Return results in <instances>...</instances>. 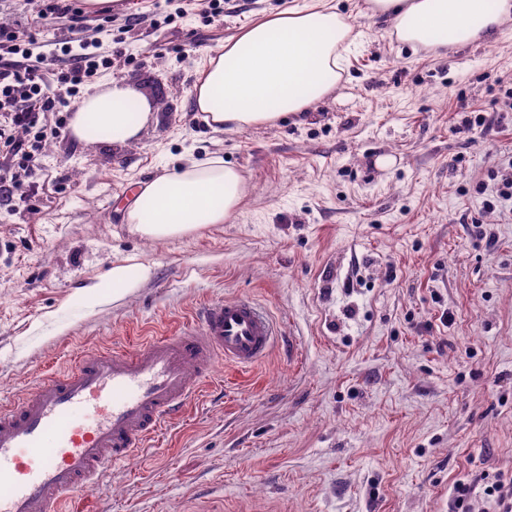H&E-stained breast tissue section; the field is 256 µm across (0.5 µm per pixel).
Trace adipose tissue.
I'll return each instance as SVG.
<instances>
[{"mask_svg": "<svg viewBox=\"0 0 512 512\" xmlns=\"http://www.w3.org/2000/svg\"><path fill=\"white\" fill-rule=\"evenodd\" d=\"M365 15L386 24L398 43L412 49L466 47L496 38L512 17V0H367ZM352 27L334 5L294 7L268 15L225 39L203 59L191 94L214 131L275 126L304 113L339 86ZM157 118L156 104L124 80L99 85L76 104L71 136L84 145H132ZM244 179L218 155H185L177 167L140 183L123 209L133 233L148 241L189 236L228 222L240 209ZM149 265L128 257L116 262L107 281L78 294L86 308L104 291L113 297L139 287Z\"/></svg>", "mask_w": 512, "mask_h": 512, "instance_id": "obj_1", "label": "adipose tissue"}]
</instances>
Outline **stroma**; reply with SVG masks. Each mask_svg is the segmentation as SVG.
I'll return each mask as SVG.
<instances>
[{
  "mask_svg": "<svg viewBox=\"0 0 512 512\" xmlns=\"http://www.w3.org/2000/svg\"><path fill=\"white\" fill-rule=\"evenodd\" d=\"M301 2L84 11L124 50L103 79L171 107L133 145L49 139L42 189L0 205V402L188 326L204 301L251 296L284 341L248 370L216 363L186 416L75 496L78 512H448L456 479L512 472V19L436 56L391 41L366 0H334L358 34L336 93L274 127L213 132L191 96L204 54ZM41 7L0 0V19L30 22L54 92L70 22L39 24ZM190 147L244 174L238 214L141 239L120 203ZM129 256L151 267L134 293L76 303Z\"/></svg>",
  "mask_w": 512,
  "mask_h": 512,
  "instance_id": "obj_1",
  "label": "stroma"
}]
</instances>
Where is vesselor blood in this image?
<instances>
[{"mask_svg": "<svg viewBox=\"0 0 512 512\" xmlns=\"http://www.w3.org/2000/svg\"><path fill=\"white\" fill-rule=\"evenodd\" d=\"M191 332L85 357L0 406V512H62L179 418L217 362L250 368L278 345L246 296L210 301Z\"/></svg>", "mask_w": 512, "mask_h": 512, "instance_id": "b4317fda", "label": "vessel or blood"}]
</instances>
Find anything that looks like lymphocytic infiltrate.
<instances>
[{
  "mask_svg": "<svg viewBox=\"0 0 512 512\" xmlns=\"http://www.w3.org/2000/svg\"><path fill=\"white\" fill-rule=\"evenodd\" d=\"M27 30L22 22L0 28V203L8 206L25 201L29 192L39 189L42 170L35 155L48 139L64 130L60 112L76 96L78 86L94 81L101 70L111 68L113 58L123 54L118 47L105 55H72L60 78L61 90L51 93L41 66L14 59L29 40ZM51 113L58 116L52 125L46 122ZM480 498L494 512H512V473L498 471L456 480L449 512H476L475 502Z\"/></svg>",
  "mask_w": 512,
  "mask_h": 512,
  "instance_id": "obj_1",
  "label": "lymphocytic infiltrate"
}]
</instances>
